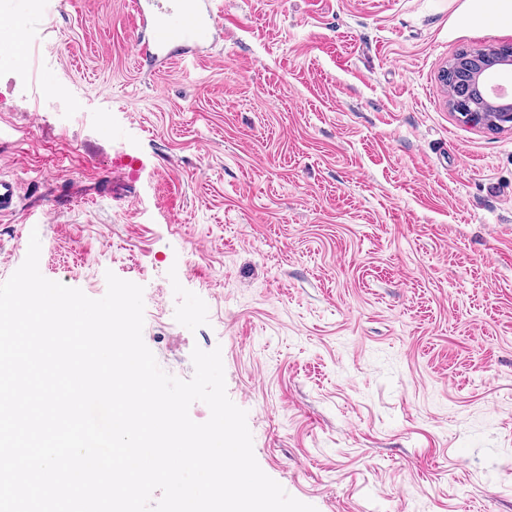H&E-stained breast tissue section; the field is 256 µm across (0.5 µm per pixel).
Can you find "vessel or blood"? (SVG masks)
I'll list each match as a JSON object with an SVG mask.
<instances>
[{"mask_svg":"<svg viewBox=\"0 0 512 512\" xmlns=\"http://www.w3.org/2000/svg\"><path fill=\"white\" fill-rule=\"evenodd\" d=\"M141 20L135 46L144 65L166 64L173 49L203 51L223 37L217 0H134ZM20 198L18 184L0 175V218L13 216Z\"/></svg>","mask_w":512,"mask_h":512,"instance_id":"obj_1","label":"vessel or blood"}]
</instances>
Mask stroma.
Returning <instances> with one entry per match:
<instances>
[{"mask_svg": "<svg viewBox=\"0 0 512 512\" xmlns=\"http://www.w3.org/2000/svg\"><path fill=\"white\" fill-rule=\"evenodd\" d=\"M222 3L210 56L151 72L132 0H0L38 55L0 50V282L35 231L45 278L143 286L160 368L220 349L260 468L317 512H512V131L439 80L512 23ZM20 198L18 184L7 177L0 175V218L13 216L17 211V202Z\"/></svg>", "mask_w": 512, "mask_h": 512, "instance_id": "stroma-1", "label": "stroma"}]
</instances>
